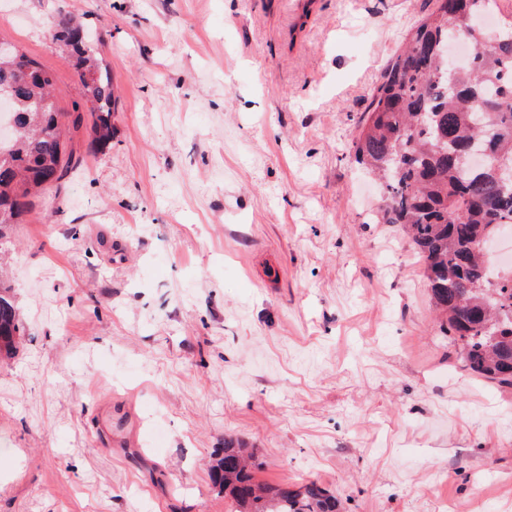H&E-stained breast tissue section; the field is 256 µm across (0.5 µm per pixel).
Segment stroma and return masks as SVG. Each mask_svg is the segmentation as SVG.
<instances>
[{
	"instance_id": "obj_1",
	"label": "stroma",
	"mask_w": 512,
	"mask_h": 512,
	"mask_svg": "<svg viewBox=\"0 0 512 512\" xmlns=\"http://www.w3.org/2000/svg\"><path fill=\"white\" fill-rule=\"evenodd\" d=\"M431 0H0V37L81 84L49 24L95 34L117 97L0 266V512H234L208 464L314 480L340 512H512V389L474 379L349 152ZM144 445L141 458L132 442ZM4 279H0V351H9L14 345V336H19L21 324L11 298L6 294Z\"/></svg>"
}]
</instances>
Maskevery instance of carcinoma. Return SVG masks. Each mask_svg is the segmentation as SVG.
Segmentation results:
<instances>
[{
  "instance_id": "carcinoma-1",
  "label": "carcinoma",
  "mask_w": 512,
  "mask_h": 512,
  "mask_svg": "<svg viewBox=\"0 0 512 512\" xmlns=\"http://www.w3.org/2000/svg\"><path fill=\"white\" fill-rule=\"evenodd\" d=\"M501 0H435L408 34L374 87L350 148L382 187L377 224H400L423 261V277L444 334L474 377L512 386V268H500L480 244L512 228V181L497 168H472L466 148L482 143L496 163L512 169V16L490 35L471 36L472 55L448 74V15L484 20ZM52 38L76 58L81 102L90 103V131L99 146L112 142L115 91L93 37L69 15L58 16ZM14 101L16 130L0 140V241L19 224L27 199L58 186L73 165L65 124L54 104V80L42 66L18 77L0 56V94ZM21 324L0 279V351L13 348ZM253 450L224 445L210 464L214 486L235 512H339L336 497L315 481L264 485L250 472Z\"/></svg>"
}]
</instances>
